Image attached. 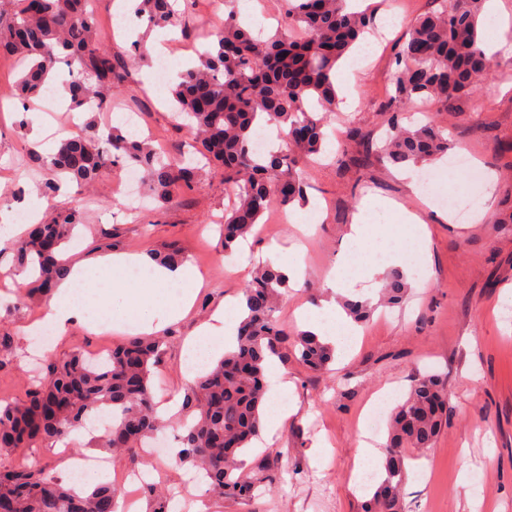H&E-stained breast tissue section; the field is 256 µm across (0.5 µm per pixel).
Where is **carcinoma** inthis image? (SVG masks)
Returning a JSON list of instances; mask_svg holds the SVG:
<instances>
[{"mask_svg":"<svg viewBox=\"0 0 512 512\" xmlns=\"http://www.w3.org/2000/svg\"><path fill=\"white\" fill-rule=\"evenodd\" d=\"M18 2L10 19L0 21V47L25 64L19 97L47 90L51 72L62 63L71 107L105 110L128 73L112 57L110 37L96 26L90 0H39L37 9L33 0ZM235 2L224 0V24L198 63L170 88L176 115L187 120L194 156L224 171V188L233 198L224 211L221 245L226 256L254 234L270 207L305 200L304 165L324 150L328 115L337 110V64L374 29L375 21L374 11L354 10L347 0H285L274 33L262 39L241 23ZM483 2L453 0L451 7L410 22L394 56L392 90L378 106L389 114L383 154L391 164L427 163L448 152L446 128L434 119L409 128L403 112L418 101L432 102L438 112H463L472 104L473 90L491 66L482 34ZM135 15L151 29L178 22L171 0H136ZM263 123L284 130L285 147L254 150ZM30 160L49 173L39 185L46 196L58 192L63 179L91 187L108 166L133 165L143 172L147 191L160 206L174 193L194 188L200 172L191 162L159 159L145 138L118 128L104 136L92 122L77 128L53 153L30 150ZM82 224V210L66 204L51 222L9 240L20 266L33 276L20 301L50 300L67 266L64 245ZM287 288V278L272 260L256 268L242 290L245 312L234 349L190 383L184 396L183 461L202 472L210 489L224 499L252 502L269 481L265 464L243 459L262 429L267 358L275 356L284 365L299 359L321 371L334 356L333 346L318 336L304 331L292 337L279 324V298ZM408 288L407 277L394 271L381 299L398 305ZM345 310L361 322L371 306L348 299ZM163 344L159 337L134 336L113 347L102 363L87 362L80 349L65 359L48 357L46 379L30 389L27 400L0 404V501L9 503L10 512H115L120 490L110 482L79 494L38 460L19 468H6L1 461L19 450L64 440L103 405L112 422L93 447L139 452L144 440L169 424L158 414L152 389ZM447 411V386L440 376L413 380L391 414L382 450L386 478L365 502V512H404L401 487L409 450L433 447ZM144 492L154 502L153 512H170L160 487L146 484Z\"/></svg>","mask_w":512,"mask_h":512,"instance_id":"carcinoma-1","label":"carcinoma"}]
</instances>
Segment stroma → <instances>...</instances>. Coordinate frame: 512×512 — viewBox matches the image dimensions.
Masks as SVG:
<instances>
[{"instance_id": "obj_1", "label": "stroma", "mask_w": 512, "mask_h": 512, "mask_svg": "<svg viewBox=\"0 0 512 512\" xmlns=\"http://www.w3.org/2000/svg\"><path fill=\"white\" fill-rule=\"evenodd\" d=\"M404 19L388 26L387 38L375 45L370 63L357 74L358 105L354 111L331 116L329 133L355 129L342 156L307 164L308 206L321 216L303 254L291 248L300 232L280 221L278 211L265 214L272 235H258L254 251L278 266L301 268L302 286L288 289L277 316L297 330L295 308L330 300L326 276L344 264L355 244L348 226L363 199L375 195L393 199L420 213L429 234L417 237L389 212L383 233L389 249L406 254L416 244L430 257L420 276L411 278L403 307L379 308L336 355L329 373L311 371L300 361L281 367L280 375L293 386L297 410L278 428L261 453L272 479L270 492L244 506L201 490L193 512H363L371 483L356 485L354 469H375L359 457L358 424L372 398H380L385 412L400 404L415 374H441L448 388V424L432 448L408 465L403 487L407 512H471L473 495H480V512H512V306L499 298L512 291V67L491 68L476 91L475 112L443 115L448 128L449 154H467L478 163L484 182L469 181L465 173L443 164L431 165L432 182L414 195L402 169L383 162L378 149L387 131L377 105L391 88L393 57L406 35V23L421 13L441 8V0H381L377 25H385L395 6ZM224 18V0H194L176 29L167 56L173 72L192 66L195 50ZM23 65L0 55V212L38 207L47 217L37 186L42 171L32 166L26 150L46 127L60 125L43 97L21 100L16 83ZM119 109L135 111L151 145L164 159L175 162L190 148V137L173 118L170 89L155 83L149 67L131 66L130 77L117 97ZM121 168H113L91 191L64 187L62 198L80 204L85 223L68 245L71 259L90 262L112 253H146L178 245L202 274L204 286L189 314L168 323L164 310L177 289H160L149 314L160 322L169 339L153 373V390L162 397L182 398L187 383V341L214 312L240 298L250 272L234 273L220 247L218 225L230 200L224 176L204 174L191 191L173 194L164 205L147 201L137 215H129L118 185ZM462 190L487 195L486 215L479 220L446 222L424 209L422 197L440 199ZM40 306H26L15 294L0 292V327L14 338L13 362L0 366V400L19 402L30 388L28 356L32 351L27 325L43 314ZM113 473L148 471L149 479L176 492L195 470L171 454L153 463L143 457L111 458ZM488 471L486 484L476 487L471 472Z\"/></svg>"}]
</instances>
